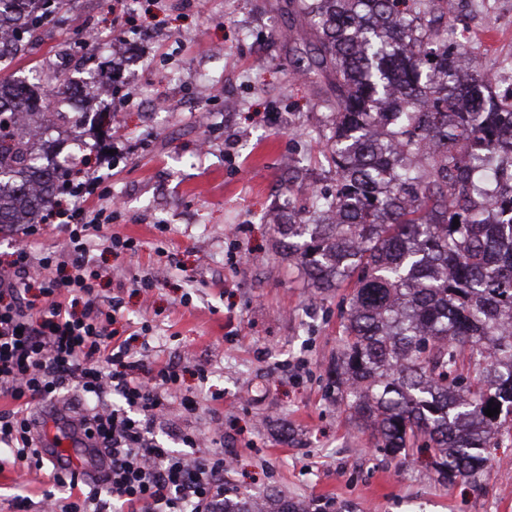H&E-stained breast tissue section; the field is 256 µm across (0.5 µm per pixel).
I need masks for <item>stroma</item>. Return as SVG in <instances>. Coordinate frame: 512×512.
<instances>
[{
	"mask_svg": "<svg viewBox=\"0 0 512 512\" xmlns=\"http://www.w3.org/2000/svg\"><path fill=\"white\" fill-rule=\"evenodd\" d=\"M460 2L457 28L472 56L488 66L512 56V0ZM122 25L130 58L105 48L83 67L103 89L97 110H117L119 132L105 140L91 122L68 125L49 133L48 155L90 159L122 199L102 231L133 239L138 252H94L102 296L119 297L131 325L150 322L151 357L181 364V393L194 402L161 407L153 440L180 451L182 435L201 434L200 453L223 448L234 459L229 496L276 490L321 512H512V436L492 449L478 485L442 483L377 447L326 391L347 291L314 298L276 256L266 222L305 188L336 185L318 105L329 86L288 68L305 27L287 0H123ZM75 40L73 28L47 27L5 71L49 70ZM215 45L223 57H211ZM172 70L183 74L174 87L164 80ZM203 73L237 109L204 95ZM154 98L164 112H150ZM149 273L159 288L135 292L134 278ZM18 482L38 512L49 483L35 469L0 473V512H13Z\"/></svg>",
	"mask_w": 512,
	"mask_h": 512,
	"instance_id": "35a3bbf8",
	"label": "stroma"
}]
</instances>
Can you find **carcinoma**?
I'll use <instances>...</instances> for the list:
<instances>
[{"label":"carcinoma","instance_id":"obj_1","mask_svg":"<svg viewBox=\"0 0 512 512\" xmlns=\"http://www.w3.org/2000/svg\"><path fill=\"white\" fill-rule=\"evenodd\" d=\"M69 0H0L5 52L32 43ZM311 30L293 75L332 79L326 159L336 191L312 189L274 224L278 255L320 294L351 287L329 386L390 453L431 451L447 482L477 484L512 428V92L472 69L457 108L448 0H292ZM37 98L0 78V227L33 224L73 168L37 161L17 116L66 115L73 80ZM459 224H454V220ZM500 413L488 417V406ZM224 512H309L278 493L224 497Z\"/></svg>","mask_w":512,"mask_h":512}]
</instances>
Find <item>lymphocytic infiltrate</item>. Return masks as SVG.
Returning <instances> with one entry per match:
<instances>
[{
  "instance_id": "f902f5d3",
  "label": "lymphocytic infiltrate",
  "mask_w": 512,
  "mask_h": 512,
  "mask_svg": "<svg viewBox=\"0 0 512 512\" xmlns=\"http://www.w3.org/2000/svg\"><path fill=\"white\" fill-rule=\"evenodd\" d=\"M99 178L78 172L71 189L46 215L60 226L64 251L40 247L44 224L20 228L26 246L0 268V471L43 468L33 408L72 390L85 412L78 423L110 461L95 480L52 473L41 512H223V451L194 456L161 447L149 436L155 412L179 398L178 364L135 358L116 325L120 299L103 300L101 274L91 266L97 247L133 249L132 240L100 235L105 211L85 205ZM121 406H102L103 397Z\"/></svg>"
}]
</instances>
